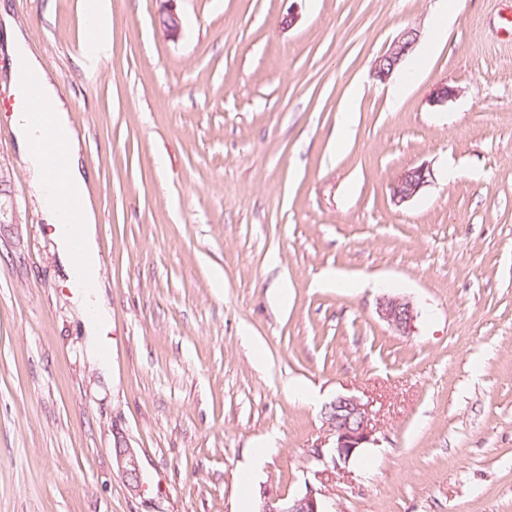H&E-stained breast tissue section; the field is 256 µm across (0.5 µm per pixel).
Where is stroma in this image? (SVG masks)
Segmentation results:
<instances>
[{
	"label": "stroma",
	"instance_id": "35a3bbf8",
	"mask_svg": "<svg viewBox=\"0 0 512 512\" xmlns=\"http://www.w3.org/2000/svg\"><path fill=\"white\" fill-rule=\"evenodd\" d=\"M110 3L91 67L82 0H7L92 176L112 378L8 129L0 38V512H242L309 486L328 512H512V0H454L438 36V0H176L175 38L159 0ZM407 27L395 109L371 67ZM444 81L461 93L433 106ZM339 395L378 443L337 468L315 451ZM432 170L427 165L412 167L403 171L392 187L391 199L397 206L413 200L432 179ZM376 314L393 330L407 335L414 330L419 313L412 301L399 296L383 295L377 302ZM116 466L118 472L125 479L128 488L136 494L141 493L143 489V479L135 450L127 447L117 449Z\"/></svg>",
	"mask_w": 512,
	"mask_h": 512
}]
</instances>
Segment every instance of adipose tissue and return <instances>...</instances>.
<instances>
[{"label":"adipose tissue","instance_id":"obj_1","mask_svg":"<svg viewBox=\"0 0 512 512\" xmlns=\"http://www.w3.org/2000/svg\"><path fill=\"white\" fill-rule=\"evenodd\" d=\"M86 20V44L92 58H99L112 49V14L109 0H83ZM11 131L21 148L22 162L31 181L44 221L50 225L69 224L67 234L56 236L58 255L69 287L77 288L87 281H99L100 257L96 242V211L90 196L89 174L80 162V145L70 140L67 146L68 165L65 189L57 191L50 180L44 155L33 142L35 131L26 123L22 112H14ZM68 196L70 210H62L60 198ZM80 240V250H73V240Z\"/></svg>","mask_w":512,"mask_h":512}]
</instances>
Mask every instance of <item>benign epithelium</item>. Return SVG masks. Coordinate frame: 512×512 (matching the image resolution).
<instances>
[{
  "instance_id": "1",
  "label": "benign epithelium",
  "mask_w": 512,
  "mask_h": 512,
  "mask_svg": "<svg viewBox=\"0 0 512 512\" xmlns=\"http://www.w3.org/2000/svg\"><path fill=\"white\" fill-rule=\"evenodd\" d=\"M160 17L168 19L162 25L164 33L174 38L181 32L180 15L176 0H161ZM422 37V32L407 27L393 39L389 48L373 63V74L381 82L390 80L399 72L401 64L413 52ZM460 89L443 82L431 93L430 102L443 106L456 98ZM432 179V170L427 165H420L403 171L392 187L391 199L397 206L413 200ZM376 314L393 330L410 334L415 328L418 310L414 303L399 296H382L377 302ZM323 418L333 431L334 446L328 455L334 467L349 463L361 448H367L376 442L375 430L367 407L355 396L340 395L324 407ZM116 466L125 479L128 488L139 494L143 489L142 472L137 454L132 448L116 449ZM325 491L309 486L302 494L289 496L278 495L265 497L260 504V512H326Z\"/></svg>"
}]
</instances>
